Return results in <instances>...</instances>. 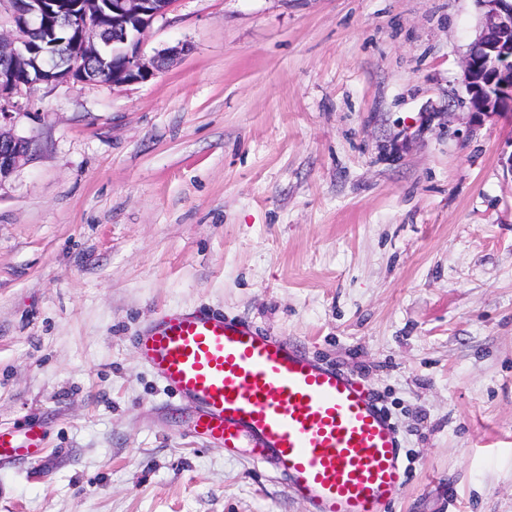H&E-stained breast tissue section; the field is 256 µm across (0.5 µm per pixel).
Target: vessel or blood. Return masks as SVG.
Returning a JSON list of instances; mask_svg holds the SVG:
<instances>
[{
    "mask_svg": "<svg viewBox=\"0 0 512 512\" xmlns=\"http://www.w3.org/2000/svg\"><path fill=\"white\" fill-rule=\"evenodd\" d=\"M163 388L190 402L194 437L270 465L309 512H391L406 483L402 437L357 378L251 321L161 311L134 341ZM46 433L0 427V461L38 459Z\"/></svg>",
    "mask_w": 512,
    "mask_h": 512,
    "instance_id": "b4317fda",
    "label": "vessel or blood"
}]
</instances>
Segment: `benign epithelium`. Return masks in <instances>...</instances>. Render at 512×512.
Wrapping results in <instances>:
<instances>
[{
	"instance_id": "1",
	"label": "benign epithelium",
	"mask_w": 512,
	"mask_h": 512,
	"mask_svg": "<svg viewBox=\"0 0 512 512\" xmlns=\"http://www.w3.org/2000/svg\"><path fill=\"white\" fill-rule=\"evenodd\" d=\"M175 0H0V182L32 149L13 131L18 97L40 84L67 82L75 72L86 83L120 88L142 83L190 50L179 43L144 52V37ZM482 33L463 60L474 116H512V0H478ZM122 63L128 79L108 77Z\"/></svg>"
}]
</instances>
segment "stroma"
Wrapping results in <instances>:
<instances>
[{"instance_id": "35a3bbf8", "label": "stroma", "mask_w": 512, "mask_h": 512, "mask_svg": "<svg viewBox=\"0 0 512 512\" xmlns=\"http://www.w3.org/2000/svg\"><path fill=\"white\" fill-rule=\"evenodd\" d=\"M477 0H176L150 80L36 86L0 182V512H308L188 433L139 361L164 309L234 315L399 427L392 512H512V120L471 116ZM45 440V430L38 423L20 432L0 427V461L38 459L45 448Z\"/></svg>"}]
</instances>
